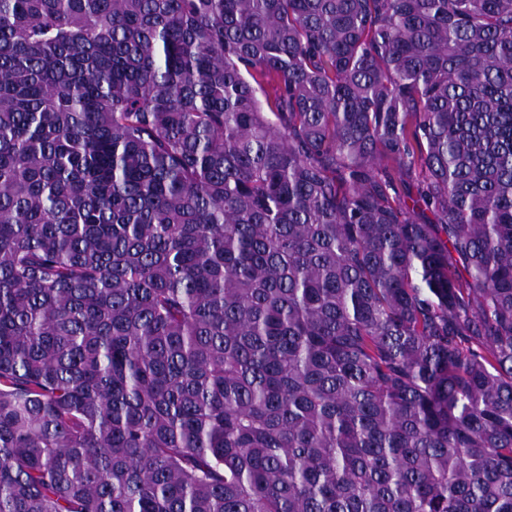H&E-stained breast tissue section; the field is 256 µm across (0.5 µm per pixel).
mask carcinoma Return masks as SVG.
Returning <instances> with one entry per match:
<instances>
[{
    "instance_id": "obj_1",
    "label": "carcinoma",
    "mask_w": 512,
    "mask_h": 512,
    "mask_svg": "<svg viewBox=\"0 0 512 512\" xmlns=\"http://www.w3.org/2000/svg\"><path fill=\"white\" fill-rule=\"evenodd\" d=\"M0 512H512V0H0Z\"/></svg>"
}]
</instances>
